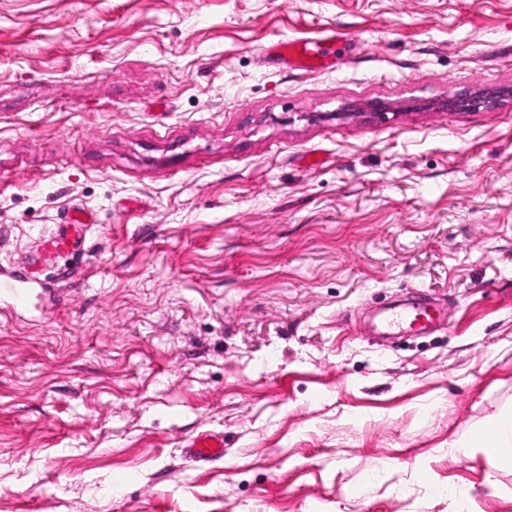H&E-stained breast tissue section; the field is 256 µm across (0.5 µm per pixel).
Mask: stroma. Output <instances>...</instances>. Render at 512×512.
Listing matches in <instances>:
<instances>
[{
	"label": "stroma",
	"mask_w": 512,
	"mask_h": 512,
	"mask_svg": "<svg viewBox=\"0 0 512 512\" xmlns=\"http://www.w3.org/2000/svg\"><path fill=\"white\" fill-rule=\"evenodd\" d=\"M74 206L0 302V512H512V0H0V274ZM333 37L336 38V34L307 39H288L276 43L268 53L272 54L276 61L284 62L294 70L312 72L325 66V59L329 53L324 43ZM60 230L37 248L38 263L51 256L73 253L85 241L87 229L94 220L91 215L80 208L67 212ZM37 270H25L22 275H9L0 280V298L6 296L10 299L13 308H24L29 301L32 288H26L36 282V278L32 275ZM438 320V313L423 304H416L403 311L392 313L381 323V329L386 333L405 330L410 333H423L429 330ZM470 443L473 447L481 448L494 461L512 463V421L475 429L470 436ZM183 452L196 462L220 460L224 457V437L219 434L199 433L186 439Z\"/></svg>",
	"instance_id": "obj_1"
}]
</instances>
